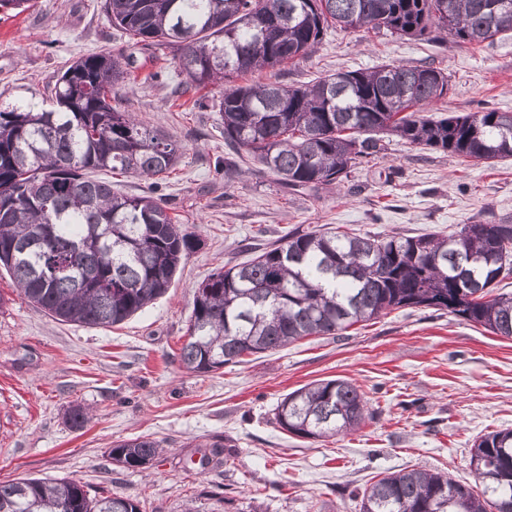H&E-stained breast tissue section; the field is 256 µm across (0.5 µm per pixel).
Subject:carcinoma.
<instances>
[{
    "label": "carcinoma",
    "mask_w": 512,
    "mask_h": 512,
    "mask_svg": "<svg viewBox=\"0 0 512 512\" xmlns=\"http://www.w3.org/2000/svg\"><path fill=\"white\" fill-rule=\"evenodd\" d=\"M131 47L153 43L176 56L186 89L254 70L279 71L311 53L330 29L371 28L427 39L448 32L480 44L512 31V0H104ZM253 15L275 20L270 43ZM133 54H91L50 89L53 108L0 110V266L30 303L55 319L116 326L163 295L199 244L161 199L121 194L94 170L167 179L171 140L112 104L135 80ZM432 66L383 64L338 71L308 85L277 80L232 85L213 103L224 126V180L251 157L286 186L315 189L348 179L383 150L382 135L491 165L512 158V112L433 119L422 108L448 94ZM512 216L465 224L446 235L351 236L293 232L284 243L221 269L194 292L181 366L209 373L306 336H339L402 307L446 310L512 337ZM369 400L345 379L288 394L275 419L295 436L322 439L357 430ZM158 441L115 443L126 469L153 462ZM470 465L481 491L423 469L393 472L365 488L359 512H512V429L479 437ZM0 512H141L127 497H91L71 478L0 483Z\"/></svg>",
    "instance_id": "1"
}]
</instances>
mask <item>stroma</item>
Returning a JSON list of instances; mask_svg holds the SVG:
<instances>
[{
    "instance_id": "35a3bbf8",
    "label": "stroma",
    "mask_w": 512,
    "mask_h": 512,
    "mask_svg": "<svg viewBox=\"0 0 512 512\" xmlns=\"http://www.w3.org/2000/svg\"><path fill=\"white\" fill-rule=\"evenodd\" d=\"M100 2L0 9L1 108L49 104L51 87L79 57L126 51V36ZM134 58L161 77L123 87V108L177 142V163L158 188L144 177H101L123 194L158 191L200 244L162 297L113 327L54 319L0 270V481L70 477L93 495L138 499L143 512H359L357 492L411 468L475 484L474 441L512 429L510 338L416 307L210 373L185 370L179 353L194 289L216 270L291 231L444 235L512 216V159L476 165L388 134L380 157L339 184L293 190L254 164L228 183L216 169L226 151L212 106L218 87L175 95L179 67L169 48L149 46ZM392 62L450 75L448 94L428 106L430 115L512 112V36L460 45L444 31L426 42L333 30L278 79L299 86ZM334 378L351 380L369 400L358 430L314 441L280 428L274 410L288 393ZM74 406L88 414L79 430L68 418ZM137 436L161 443L158 459L134 470L113 464V444ZM216 441L227 463L203 465L206 445Z\"/></svg>"
}]
</instances>
